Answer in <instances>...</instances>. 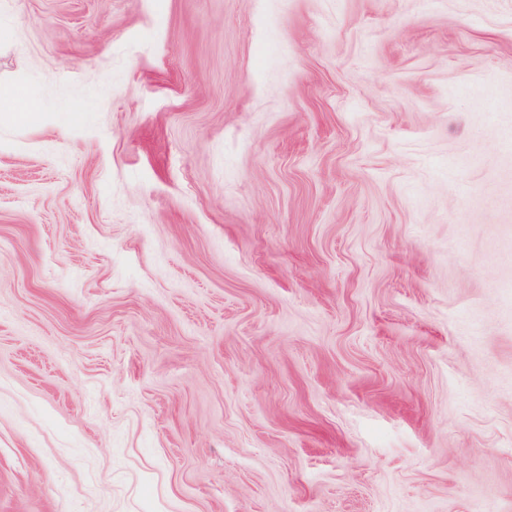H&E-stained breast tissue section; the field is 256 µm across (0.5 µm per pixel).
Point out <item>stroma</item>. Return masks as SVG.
I'll return each instance as SVG.
<instances>
[{
    "mask_svg": "<svg viewBox=\"0 0 512 512\" xmlns=\"http://www.w3.org/2000/svg\"><path fill=\"white\" fill-rule=\"evenodd\" d=\"M0 512H512V0H0ZM23 99V95L16 92L11 87L0 86V112L9 114L14 120L28 121L31 119L35 112L34 106L30 105L25 110L18 109V103Z\"/></svg>",
    "mask_w": 512,
    "mask_h": 512,
    "instance_id": "obj_1",
    "label": "stroma"
}]
</instances>
